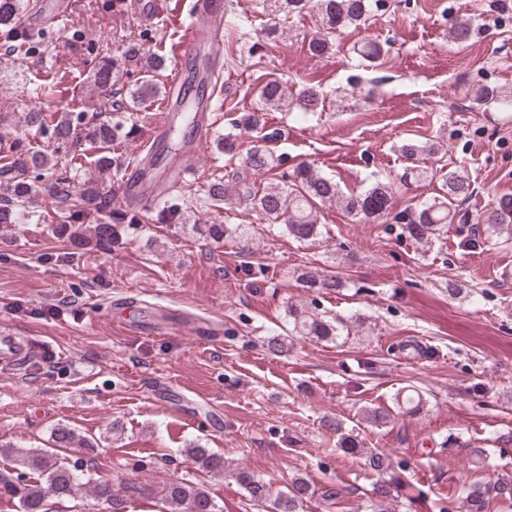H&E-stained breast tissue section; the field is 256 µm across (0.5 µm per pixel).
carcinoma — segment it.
I'll return each mask as SVG.
<instances>
[{
  "label": "carcinoma",
  "instance_id": "1",
  "mask_svg": "<svg viewBox=\"0 0 512 512\" xmlns=\"http://www.w3.org/2000/svg\"><path fill=\"white\" fill-rule=\"evenodd\" d=\"M30 7V0H0V41L4 55L25 56L41 49L44 34L17 25L19 15ZM262 7L267 18L264 33L269 38L279 34L283 18L299 16L308 9L316 10L320 24L309 39L308 47L311 53L320 56L330 49L331 34L363 24L373 12L385 7V3L384 0H262ZM471 34L469 22L448 17V37L452 41L465 43ZM89 53L100 59L94 77L95 82L104 87L116 66L109 63V57L97 43L89 46ZM386 53L382 45L374 42H367L358 50L362 60L370 66L377 65ZM126 55L141 61L138 82L129 95L131 107L137 109L159 95L161 86L157 76L165 67V60L163 56L136 45L130 46ZM260 95L263 103L271 105H278L286 98L283 86L275 79L263 85ZM323 100V94L316 86H308L299 94V102L307 111L316 110ZM87 118L86 112L60 115L37 107L25 113L10 146L0 153V177L6 179L0 193L1 232L10 231L14 224L25 223L29 217L26 204L35 192V182L47 174L54 178L49 191L58 203L51 215L53 221L86 225L85 231L89 233L86 243L100 252L112 250V245L119 243L126 228L149 222V217L141 211L112 210V199L103 192L98 176L112 170L121 171V161L111 153L118 126L108 121L92 125ZM234 126L260 133L266 128L264 113L249 112L234 122ZM32 131L42 137L44 145L31 144L28 136ZM85 140L97 144L94 172L77 183L74 170L79 148ZM399 152L405 162L401 179L441 182L437 200L410 213L393 216L395 222L403 226L406 236L417 243L429 244L441 238L447 225L467 223L468 218L462 213L460 204L473 193V182L458 168L442 163L448 148L439 142L405 141L399 146ZM430 158L434 159V164L428 166L426 161ZM242 163L246 169L260 173L270 171L274 159L265 147L254 145L246 151ZM289 181L286 186L278 182L261 189L245 186L237 192L236 200L264 223L284 226L288 235L300 242L314 241L321 235L318 201L339 205L358 222L373 224L390 217L391 198L395 192V184L391 182H375L361 192L346 194L333 179L318 174L309 165L297 167L289 175ZM207 196L216 203L231 200L228 186L220 179L208 183ZM479 223L483 224L486 241L494 235L512 239V195L500 196L494 206L481 215ZM205 233L217 242L243 238L248 235V229L240 224H209ZM288 317L293 330L301 336L326 341L350 336L351 325L341 319L330 321L294 305L288 306ZM422 403L420 397L403 398L397 393L391 405L363 409L362 420L372 427H383L395 419L400 408L405 406L416 413ZM326 427L336 433L340 451L363 460L364 466L380 476L372 490L370 507L373 512H384L385 501L392 499L404 485L399 476L383 479V475L392 470L389 456L378 448L366 447L365 442L353 431L346 430L338 419L327 421ZM52 437V448L48 450L0 448V454L13 458L10 469L0 470V500L18 501L20 512H49L47 503L50 500L75 499L88 488L97 499L106 503L109 512H128L125 497L114 493L112 498H107V481L94 478L88 468L78 469L62 455L73 448H92L93 443L86 436L60 425L53 430ZM187 452L201 470L215 475L224 473V456L221 454L199 445L188 446ZM234 477L254 503L259 505L273 500L274 512H301L303 502L312 495L311 486L301 478L292 479L287 490L275 493L270 484L244 469L234 472ZM163 500L165 512H218L206 487L192 481L175 480L167 484L163 489ZM497 505L512 508L511 477L474 486L465 497L464 512H492Z\"/></svg>",
  "mask_w": 512,
  "mask_h": 512
}]
</instances>
